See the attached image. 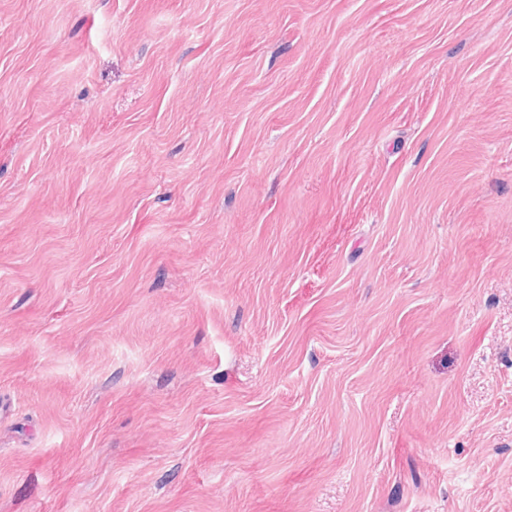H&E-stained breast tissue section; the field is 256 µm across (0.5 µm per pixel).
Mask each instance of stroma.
<instances>
[{"label":"stroma","instance_id":"stroma-1","mask_svg":"<svg viewBox=\"0 0 512 512\" xmlns=\"http://www.w3.org/2000/svg\"><path fill=\"white\" fill-rule=\"evenodd\" d=\"M0 512H512V0H0Z\"/></svg>","mask_w":512,"mask_h":512}]
</instances>
